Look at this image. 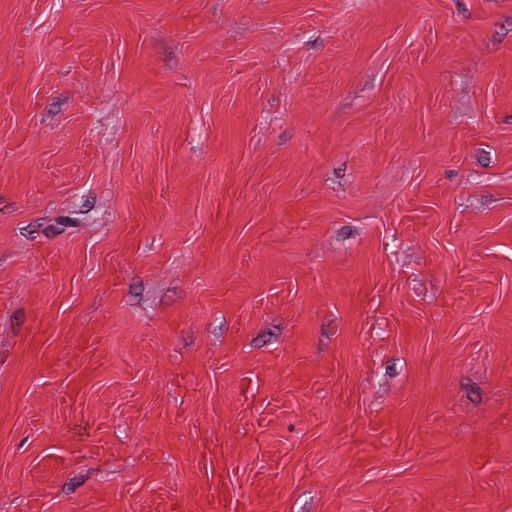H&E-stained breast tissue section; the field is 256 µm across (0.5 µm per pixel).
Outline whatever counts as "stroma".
I'll list each match as a JSON object with an SVG mask.
<instances>
[{"instance_id":"1","label":"stroma","mask_w":512,"mask_h":512,"mask_svg":"<svg viewBox=\"0 0 512 512\" xmlns=\"http://www.w3.org/2000/svg\"><path fill=\"white\" fill-rule=\"evenodd\" d=\"M208 488L512 512V0H0V512Z\"/></svg>"}]
</instances>
